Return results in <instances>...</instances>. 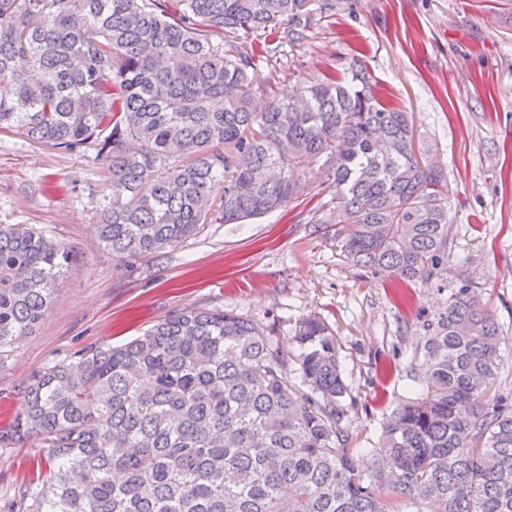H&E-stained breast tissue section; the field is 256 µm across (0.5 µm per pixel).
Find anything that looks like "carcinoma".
I'll use <instances>...</instances> for the list:
<instances>
[{
  "instance_id": "carcinoma-1",
  "label": "carcinoma",
  "mask_w": 512,
  "mask_h": 512,
  "mask_svg": "<svg viewBox=\"0 0 512 512\" xmlns=\"http://www.w3.org/2000/svg\"><path fill=\"white\" fill-rule=\"evenodd\" d=\"M307 0H0V131L95 151L112 254L139 258L329 189L336 239L362 271H448L445 172L360 61L296 99L273 95L249 37L305 38ZM228 38L216 41L215 32ZM168 169L160 181L157 167ZM71 254L0 223V356L34 334ZM423 388L358 462L336 335L295 326L299 353L250 320L183 309L143 335L33 375L10 434L50 449L27 512H512V393L500 327L465 283L421 324Z\"/></svg>"
}]
</instances>
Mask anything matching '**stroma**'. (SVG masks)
<instances>
[{"label": "stroma", "instance_id": "stroma-1", "mask_svg": "<svg viewBox=\"0 0 512 512\" xmlns=\"http://www.w3.org/2000/svg\"><path fill=\"white\" fill-rule=\"evenodd\" d=\"M321 2L308 0L302 42L255 35L258 70L286 98L343 76L359 59L409 113L417 146L448 179L452 247L442 282L363 274L336 245L335 211L315 215L304 202L121 259L94 230L109 193L102 165L0 131V221L32 225L76 255L37 332L0 357V430L36 370L125 343L194 307L245 317L292 356L298 320L323 318L353 397L344 425L355 447L374 451L387 417L415 387L410 362L422 317L464 283L497 319L501 375L512 388V0H336L326 13ZM48 462L32 440L0 447V512H25L37 467Z\"/></svg>", "mask_w": 512, "mask_h": 512}]
</instances>
